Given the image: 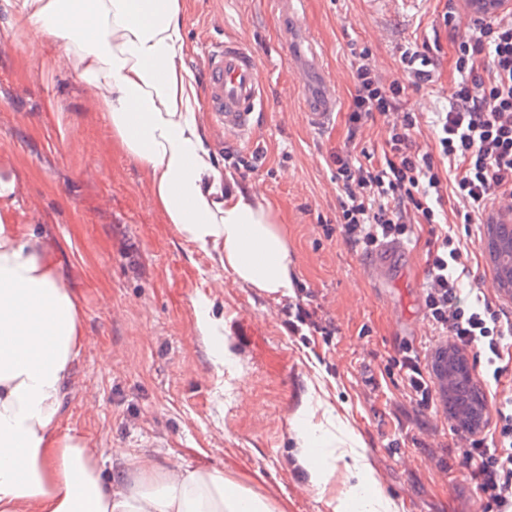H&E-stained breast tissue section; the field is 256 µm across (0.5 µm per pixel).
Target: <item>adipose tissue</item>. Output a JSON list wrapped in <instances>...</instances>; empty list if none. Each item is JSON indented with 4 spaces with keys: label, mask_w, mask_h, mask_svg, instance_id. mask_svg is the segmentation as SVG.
<instances>
[{
    "label": "adipose tissue",
    "mask_w": 512,
    "mask_h": 512,
    "mask_svg": "<svg viewBox=\"0 0 512 512\" xmlns=\"http://www.w3.org/2000/svg\"><path fill=\"white\" fill-rule=\"evenodd\" d=\"M19 35L61 43L112 129V147L145 174L148 204L177 233L213 250L238 283L290 296L294 262L277 210L238 186L206 136L185 63L183 0H13ZM17 182L0 173V512H279L217 470L123 457L103 480L84 440L62 428L64 400L88 339L63 262L14 214ZM312 485L336 476V449L358 447L347 425L300 424Z\"/></svg>",
    "instance_id": "adipose-tissue-1"
}]
</instances>
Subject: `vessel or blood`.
<instances>
[{"mask_svg":"<svg viewBox=\"0 0 512 512\" xmlns=\"http://www.w3.org/2000/svg\"><path fill=\"white\" fill-rule=\"evenodd\" d=\"M206 67V108L223 126L226 137L247 142L251 139L253 115L262 106L261 74L253 52L232 38L211 44L204 52ZM338 99L336 84L322 76L315 99L305 108L310 127L322 129L332 119Z\"/></svg>","mask_w":512,"mask_h":512,"instance_id":"vessel-or-blood-1","label":"vessel or blood"}]
</instances>
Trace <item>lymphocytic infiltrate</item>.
I'll use <instances>...</instances> for the list:
<instances>
[{"mask_svg": "<svg viewBox=\"0 0 512 512\" xmlns=\"http://www.w3.org/2000/svg\"><path fill=\"white\" fill-rule=\"evenodd\" d=\"M361 48L351 64L353 94L346 114L345 148L332 156L339 190L336 222L350 247L371 252L381 242L410 240L418 224L437 226L427 253L424 306L438 334L449 336L458 354L475 352L486 362V382L512 370L503 358L512 344V315L484 296L467 299V250L443 208L445 196L460 203L458 218L483 223L494 205L512 199V10L469 17L468 33L457 44L454 88L431 120L434 143L417 142V113L405 111L408 87L436 83L439 57L427 43L411 41L400 50L405 80L386 81ZM387 120L381 155L359 152L357 136L376 117ZM411 400L433 401L431 374L418 355L403 347L395 360ZM471 477L493 512H512V401L495 409L490 439H471L466 450Z\"/></svg>", "mask_w": 512, "mask_h": 512, "instance_id": "1", "label": "lymphocytic infiltrate"}]
</instances>
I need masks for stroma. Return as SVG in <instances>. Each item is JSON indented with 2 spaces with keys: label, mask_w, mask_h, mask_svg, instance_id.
<instances>
[{
  "label": "stroma",
  "mask_w": 512,
  "mask_h": 512,
  "mask_svg": "<svg viewBox=\"0 0 512 512\" xmlns=\"http://www.w3.org/2000/svg\"><path fill=\"white\" fill-rule=\"evenodd\" d=\"M186 64L205 89L203 49L232 37L256 55L265 102L254 144L206 133L226 172L259 151L260 171L242 186L279 210L294 254L296 289L332 336L289 332L287 299L245 287L209 251L181 237L147 202L142 172L111 149L107 119L78 80L62 45L22 48L0 0V172L14 174L20 210L34 213L69 267L85 311L89 343L75 366L63 425L82 437L102 467L118 475L126 453L160 465L216 469L272 500L283 512H332L354 480L344 464L326 489L298 462L295 427L312 392L361 438L394 512H487L470 479L463 443L443 400L409 398L393 359L400 346L433 367L449 337L425 317L430 225L416 226L406 251L368 254L348 246L335 223L338 188L332 153L346 141L352 48L369 47L387 79H403L398 48L437 38L441 75L408 89L405 108L431 112L453 92L455 48L441 15L446 0H293L281 18L271 0H185ZM292 32L284 52L282 32ZM320 56L335 78L333 122L309 127L295 72ZM467 246L464 293H483L512 313V294L493 288L488 227L455 224ZM383 273L367 276L368 265ZM224 321L215 343L202 338V312Z\"/></svg>",
  "instance_id": "35a3bbf8"
}]
</instances>
